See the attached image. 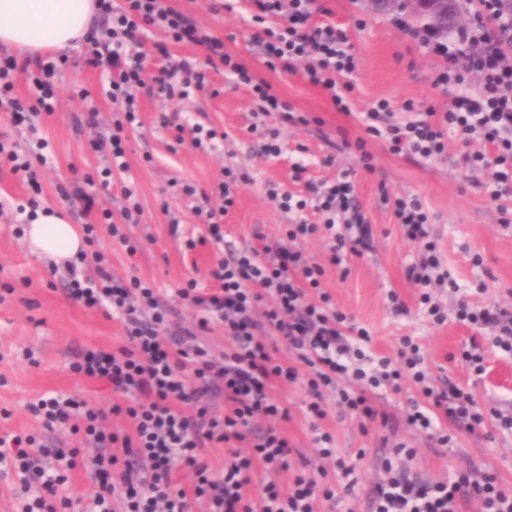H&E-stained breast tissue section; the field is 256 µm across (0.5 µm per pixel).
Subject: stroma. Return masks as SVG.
Returning <instances> with one entry per match:
<instances>
[{
  "instance_id": "1",
  "label": "stroma",
  "mask_w": 512,
  "mask_h": 512,
  "mask_svg": "<svg viewBox=\"0 0 512 512\" xmlns=\"http://www.w3.org/2000/svg\"><path fill=\"white\" fill-rule=\"evenodd\" d=\"M216 3L170 0L171 6L193 13L201 27L223 40L225 51L253 75L271 82L283 99L311 117L306 126L267 119V129L279 132L280 156L265 157L262 138L251 131L257 105L250 88L231 74L209 68L202 50L187 43L171 45L170 50L205 72L206 90L188 98L140 95L139 123L122 133L129 169L114 175L110 183L98 179L109 153L92 149L90 142H109L119 114L106 95L107 72L86 64V44L48 54L55 66L52 111L17 127L8 113L0 112V133H5L9 149L47 158L37 195L9 166L0 167V438L31 435L46 448L81 447L83 436L73 432L71 425L46 430L29 406L51 393H70L93 407L110 409L117 400L111 389L75 374L71 364L76 349H115L125 342L119 319L68 298L69 261L42 259L30 251L24 235L27 217L19 213V206L33 198L42 207H66L72 223L91 224L101 207L120 215L125 204L122 189L131 187L142 213L138 223L124 225L127 243L100 229L81 269L93 277L104 266L124 280L138 278L157 288L171 312L170 334L176 337L181 330L195 328L200 317L176 296V288L190 280L202 289L214 287L211 271L223 256L209 245L186 247L187 238L207 234L208 227L194 212V197L184 194L182 187L211 188L228 168L248 177L222 218L224 242L234 248L252 244L257 229L275 240L284 237L292 216L268 196V185L294 188L299 166L304 169L299 176L316 183L349 174L373 225L374 249L351 259L347 273L327 268L324 288L337 308L369 331L370 354L396 357L400 338L411 337L421 347L432 385L452 380L472 393L483 410L512 415V354L493 349L492 332L473 331L453 318L464 294L512 305V223H503L500 213L501 206L512 209V198L502 204L494 201L485 173L459 163L458 137L453 133L447 137L445 153L428 161L391 154L383 142L371 141L374 169L370 172L348 147L364 134L361 112L379 100L389 101L396 110L408 100L420 111L446 105L452 91L435 82L445 60L393 27L390 13L377 10L371 0H323L330 10L329 22L347 30L358 59L354 88L348 94L350 110L343 113L302 71H274L265 65L251 42L257 25L243 0L231 11L217 9ZM93 109L98 112L95 128L78 129L77 118ZM198 124L225 132L216 151L177 142L179 129ZM78 173L95 178L86 191L93 195L96 210L69 206L63 199V191L72 189ZM384 191L394 197L418 198L431 216V237L452 279L451 285L430 291L432 303L448 315L442 325L433 323L427 306L420 302V289L407 279L406 269L418 247L406 239L392 212L381 208L379 197ZM477 255L482 258L478 265L473 262ZM393 292L407 305V313L394 311L389 299ZM474 337L487 349L485 370L479 374L461 357ZM274 394L290 411L282 429L301 457L310 459L308 471L319 483L342 487L345 479L337 461L355 467L352 495L335 507L321 503L319 512H372L371 490L383 477L388 460L427 481L448 479L474 464L512 488V431L499 429L494 418H487L475 434L441 420V432L451 437L450 444L441 448L414 429L402 426L393 432L380 423L339 414L331 394L326 403L329 415L320 426L331 433L336 457L323 460L316 454L313 423L305 412L304 384L278 385ZM399 442L412 448V455L395 454Z\"/></svg>"
}]
</instances>
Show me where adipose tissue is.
<instances>
[{
	"label": "adipose tissue",
	"mask_w": 512,
	"mask_h": 512,
	"mask_svg": "<svg viewBox=\"0 0 512 512\" xmlns=\"http://www.w3.org/2000/svg\"><path fill=\"white\" fill-rule=\"evenodd\" d=\"M96 15V0H0V47L33 55L64 51L84 40ZM24 233L32 252L57 261L85 247L81 230L58 209H37Z\"/></svg>",
	"instance_id": "obj_1"
}]
</instances>
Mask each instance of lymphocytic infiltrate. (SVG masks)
<instances>
[{"instance_id": "obj_1", "label": "lymphocytic infiltrate", "mask_w": 512, "mask_h": 512, "mask_svg": "<svg viewBox=\"0 0 512 512\" xmlns=\"http://www.w3.org/2000/svg\"><path fill=\"white\" fill-rule=\"evenodd\" d=\"M102 23L88 39L92 46L89 65L111 74L107 91L124 114L126 124L137 121V95L148 90L154 96H189L203 89L204 75L185 59H173L169 46L190 43L204 49L213 68L225 69L251 85L261 116L274 117L288 125L305 123L295 114L273 85L255 78L232 55L222 40L198 27L194 17L166 0H98ZM259 29L252 36L271 68L292 72L303 69L309 82L325 91L338 111H348L344 92L358 61L349 36L335 24L324 21L319 0H248ZM468 23L458 27L451 42L425 34L421 43L447 63L438 84L462 86L475 83L472 94L450 96L446 110L416 111L405 102L406 120L396 119L387 100H380L362 119L365 135L355 142L365 170H372L369 139L384 140L392 153L423 159L441 156L446 148V130L455 131L461 142L460 161L472 169L491 170L503 195H512V6L506 0H467ZM167 35L155 50L164 65L153 76L144 72L143 47L149 28ZM323 224L299 219L289 225L286 241L260 238L258 245L229 250L212 272L217 286L205 292L196 282H187L178 294L201 312L200 327L218 321L229 345L222 359L198 342L195 332L184 330L168 340V310L154 288L134 279H116L107 269L97 278L72 279L67 293L85 307L105 309L123 322L124 346L109 350L81 348L72 369L86 378L108 384L119 403L110 411L92 408L75 395L51 396L31 405L43 416L46 428L77 420L79 430L93 443V454L78 449H58L53 474L41 480L26 512H46L48 498L77 467L89 468L98 490L88 512H112L120 501L124 512H317L321 501L335 498L334 490L320 486L310 474L291 471L293 442L279 428L254 431L260 418L287 419L289 410L273 394L276 383L300 381L299 366H307L304 380L309 399L306 412L314 420L326 419V390L336 391L343 411L361 419L382 421L397 428L396 418L381 415L371 397L381 386L398 387L410 376L421 388L427 409L413 408L405 422L421 430L431 429L433 415L448 417L457 428L475 432L485 417L474 396L457 384L429 385L422 368L424 359L411 340H403L400 363L390 358L371 359L361 349L369 333L333 305L330 293L322 291L327 267L345 270L351 257H363L372 248V225L360 205L354 183L342 177L329 187L308 184ZM381 204L390 206L406 237L421 243L418 262L407 269L408 279L426 287L430 272L440 260L429 239V215L415 197L390 198L381 194ZM344 233H337V226ZM319 233L328 238L326 263L307 259L292 249V241ZM457 320L475 328L490 327L496 345L512 352V308L490 303L481 307L462 299ZM285 342L297 364L282 361L277 342ZM224 395V413L216 415L208 399ZM128 420L127 430L107 429L108 417ZM224 451V469L214 472L208 462L210 449ZM268 475L258 498L247 495L257 470ZM193 474L191 487H182L179 471ZM287 475L280 483L279 475ZM476 502L479 512H512V491L496 479L466 471L446 482H425L395 472L375 485L374 512H461Z\"/></svg>"}]
</instances>
